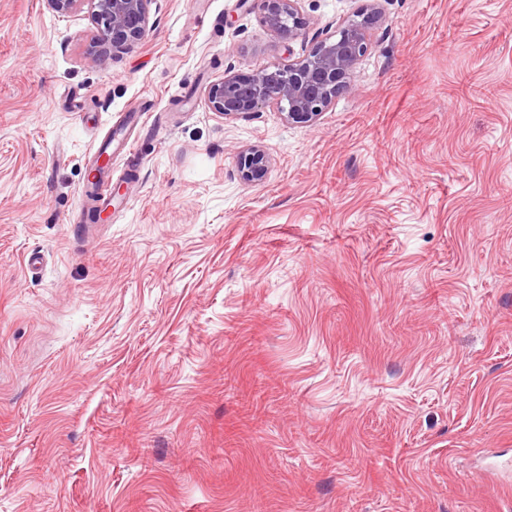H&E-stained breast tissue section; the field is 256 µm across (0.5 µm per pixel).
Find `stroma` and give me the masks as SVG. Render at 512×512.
<instances>
[{
  "instance_id": "stroma-1",
  "label": "stroma",
  "mask_w": 512,
  "mask_h": 512,
  "mask_svg": "<svg viewBox=\"0 0 512 512\" xmlns=\"http://www.w3.org/2000/svg\"><path fill=\"white\" fill-rule=\"evenodd\" d=\"M368 2L298 0L289 43L260 0H151L116 50L0 0V512H507L512 0H379L315 123L205 104ZM145 112L147 111L125 113L120 122L113 126L108 138L104 139L89 159L88 166L93 177L86 183L82 191L81 201L84 205L90 199L89 194L96 196L97 206L105 215L103 221L111 222L112 210L122 205L118 192H114V189H112V152L120 150L122 153L133 156L139 153L138 143L127 137V133L132 127L136 128L142 125ZM102 156H106L108 160L100 165V157ZM269 163L268 155L259 146L248 147L239 153V172L248 183L262 182L268 173Z\"/></svg>"
}]
</instances>
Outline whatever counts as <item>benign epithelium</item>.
<instances>
[{
	"label": "benign epithelium",
	"mask_w": 512,
	"mask_h": 512,
	"mask_svg": "<svg viewBox=\"0 0 512 512\" xmlns=\"http://www.w3.org/2000/svg\"><path fill=\"white\" fill-rule=\"evenodd\" d=\"M90 5L93 22L112 34V45L137 41L149 23L151 0H46L58 15L71 13L80 2ZM371 7L344 20L330 37L317 42L300 61L278 64L248 76H226L206 93L208 109L226 118L258 112L270 105L280 109L289 123L314 122L337 95L353 90L352 78L367 49L380 12ZM265 23L281 38L294 41L304 29L297 0H261ZM238 168L248 183L266 178L269 157L258 146L239 153Z\"/></svg>",
	"instance_id": "7a95c632"
}]
</instances>
